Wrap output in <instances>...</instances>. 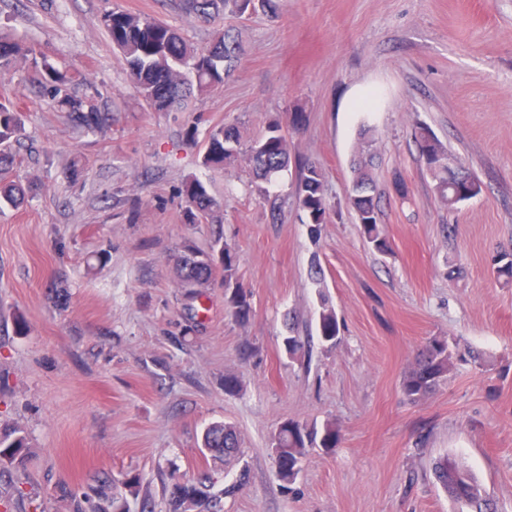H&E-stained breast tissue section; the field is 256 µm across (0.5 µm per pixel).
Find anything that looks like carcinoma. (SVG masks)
Returning <instances> with one entry per match:
<instances>
[{
    "mask_svg": "<svg viewBox=\"0 0 512 512\" xmlns=\"http://www.w3.org/2000/svg\"><path fill=\"white\" fill-rule=\"evenodd\" d=\"M182 11L203 23L210 24L222 15L242 16L258 10H271L274 0H180ZM104 26L112 43L119 50L124 65L139 95L155 112H172L185 105L193 93L204 94L224 84L233 63L242 53L240 42L228 32L215 33L210 45L201 51L192 48L170 26L150 17L114 10L104 16ZM29 68L35 72L34 93L50 102L56 111L64 113L72 122L91 133L103 134L112 127V115L102 108L103 93L88 78L85 91L75 90L77 76L59 66L45 55L9 36L0 35V76H14ZM25 130L24 110L10 101H0V211L19 208L26 195L22 184L8 178L16 165L13 146L20 142ZM426 171L435 181L440 199L453 208L481 191V182L474 173H448L449 152L432 131L421 126L414 131ZM241 137L236 126L224 125L210 131L202 165L222 168L224 163L238 157ZM256 179L257 190L269 205L272 220L281 211L280 196L270 191L278 177L288 170L290 152L282 121H271L265 133L254 140L245 151ZM298 178L295 199L303 212L310 233H318L327 223L329 204L324 194L325 174L321 167L307 159L296 163ZM185 196L184 220L197 224L212 216L219 203L198 179L186 181L180 189ZM346 204L354 212L361 233L373 250L385 253L389 243L380 228V207L374 181L360 165L354 169V178L346 191ZM496 273L512 279V251L501 250L493 257ZM224 278V306L238 323H246L253 314L250 294L239 281L235 256L223 244V233L216 231L207 251L193 245L184 247L178 264L179 285L199 288L211 282L215 275ZM321 340L336 345L340 326L336 313L324 306L320 314ZM456 349L448 340L435 336L419 350L413 365L405 373L402 394L411 401L423 399L448 377ZM341 440L334 421L322 427L293 420L280 422L270 440L276 457L278 475L285 484L296 480L303 458L312 448L330 449ZM200 447L213 464L222 465L235 459L240 448L236 428L224 421L209 423L202 431ZM33 450L23 431L0 427V477L13 469L26 466ZM436 480L448 493V499L464 506L468 512H497L492 499L483 490L477 478L460 463L446 457L435 469ZM141 478H115L109 474L101 479L97 501L87 496H69V512H121L123 505L117 490L139 487ZM169 512H222L221 497L210 493L207 480L186 479L173 484L170 491Z\"/></svg>",
    "mask_w": 512,
    "mask_h": 512,
    "instance_id": "1",
    "label": "carcinoma"
}]
</instances>
